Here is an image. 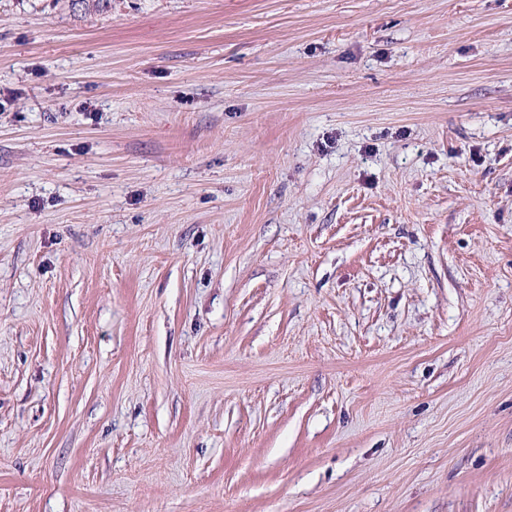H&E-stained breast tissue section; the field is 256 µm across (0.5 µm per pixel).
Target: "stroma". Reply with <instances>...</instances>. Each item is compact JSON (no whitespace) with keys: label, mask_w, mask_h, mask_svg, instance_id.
<instances>
[{"label":"stroma","mask_w":512,"mask_h":512,"mask_svg":"<svg viewBox=\"0 0 512 512\" xmlns=\"http://www.w3.org/2000/svg\"><path fill=\"white\" fill-rule=\"evenodd\" d=\"M0 512H512V0H0Z\"/></svg>","instance_id":"obj_1"}]
</instances>
